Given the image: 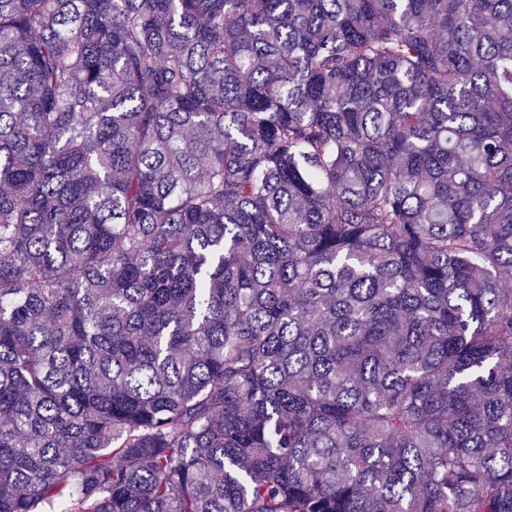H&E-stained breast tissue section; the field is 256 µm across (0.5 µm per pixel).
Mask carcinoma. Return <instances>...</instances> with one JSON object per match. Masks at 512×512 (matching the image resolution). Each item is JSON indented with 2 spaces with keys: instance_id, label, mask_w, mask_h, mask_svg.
Wrapping results in <instances>:
<instances>
[{
  "instance_id": "cac0c4a2",
  "label": "carcinoma",
  "mask_w": 512,
  "mask_h": 512,
  "mask_svg": "<svg viewBox=\"0 0 512 512\" xmlns=\"http://www.w3.org/2000/svg\"><path fill=\"white\" fill-rule=\"evenodd\" d=\"M512 0H0V512H512Z\"/></svg>"
}]
</instances>
